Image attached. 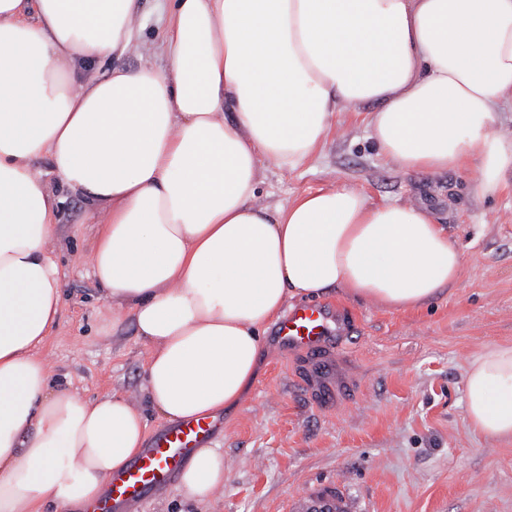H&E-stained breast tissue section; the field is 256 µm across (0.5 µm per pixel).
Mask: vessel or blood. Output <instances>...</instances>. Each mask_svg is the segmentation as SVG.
Segmentation results:
<instances>
[{
  "instance_id": "obj_1",
  "label": "vessel or blood",
  "mask_w": 512,
  "mask_h": 512,
  "mask_svg": "<svg viewBox=\"0 0 512 512\" xmlns=\"http://www.w3.org/2000/svg\"><path fill=\"white\" fill-rule=\"evenodd\" d=\"M348 333L346 317L318 302L293 306L275 326L279 348L286 353L317 355ZM221 418L207 415L159 431L125 471L113 475L103 501L92 512H127L150 491L170 485L195 448L222 429ZM296 512H346L334 487H319L298 498Z\"/></svg>"
}]
</instances>
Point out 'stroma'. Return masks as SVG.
Masks as SVG:
<instances>
[{"instance_id":"35a3bbf8","label":"stroma","mask_w":512,"mask_h":512,"mask_svg":"<svg viewBox=\"0 0 512 512\" xmlns=\"http://www.w3.org/2000/svg\"><path fill=\"white\" fill-rule=\"evenodd\" d=\"M344 134L288 171L266 167L257 196L285 204L351 183L372 203L414 200L461 250L457 282L434 301L392 309L334 288L324 303L351 331L321 364L286 354L267 332L257 377L222 413L210 445L224 453V492L205 504L176 486L131 512H290L302 493L332 484L347 512H512V440L475 431L465 405L470 362L512 345V182L473 193L470 173H406L379 153L363 114H340ZM63 191L56 260L64 282L59 320L41 350L55 381L82 396L140 390L147 347L112 310L92 276L97 227L88 202Z\"/></svg>"}]
</instances>
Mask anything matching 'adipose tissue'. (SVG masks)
Instances as JSON below:
<instances>
[{"mask_svg":"<svg viewBox=\"0 0 512 512\" xmlns=\"http://www.w3.org/2000/svg\"><path fill=\"white\" fill-rule=\"evenodd\" d=\"M159 20L141 47L139 0H0V512H84L146 432L132 397L83 398L40 356L63 283L39 158L88 198L93 274L113 327L149 347L143 391L171 422L241 403L291 300L339 287L417 308L458 279L461 251L414 202L344 184L272 208L261 167L297 169L368 103L404 172L475 159L481 196L512 172V0H162ZM465 393L474 429L512 439V346L474 358ZM179 486L222 492L223 452L196 448Z\"/></svg>","mask_w":512,"mask_h":512,"instance_id":"ef3b65f1","label":"adipose tissue"}]
</instances>
